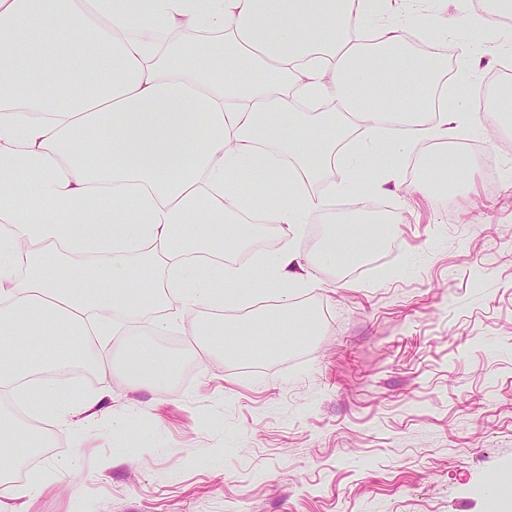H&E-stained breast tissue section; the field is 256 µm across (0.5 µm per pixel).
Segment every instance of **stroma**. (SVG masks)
Wrapping results in <instances>:
<instances>
[{"label":"stroma","mask_w":512,"mask_h":512,"mask_svg":"<svg viewBox=\"0 0 512 512\" xmlns=\"http://www.w3.org/2000/svg\"><path fill=\"white\" fill-rule=\"evenodd\" d=\"M490 11L489 0L436 4L439 24L468 16L461 37L438 38L456 63L448 102L467 105L452 145L486 153L451 204L401 165L371 198L389 236L289 295L290 314L315 312L319 330L268 326L276 355H217L207 307L199 336L178 323L154 336L145 313L106 337L112 417L87 430L43 419L52 445L20 471L46 485L24 512H493L488 489L512 473V151L473 117L512 29ZM472 41L486 50L475 70ZM359 201L337 195L325 223L300 225L298 251L314 253ZM130 343L187 375L160 393L132 388L120 368ZM60 459L71 469L51 470Z\"/></svg>","instance_id":"35a3bbf8"}]
</instances>
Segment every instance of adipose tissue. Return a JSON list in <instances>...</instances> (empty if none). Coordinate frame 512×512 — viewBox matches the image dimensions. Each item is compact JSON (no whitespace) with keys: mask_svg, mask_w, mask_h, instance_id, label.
Listing matches in <instances>:
<instances>
[{"mask_svg":"<svg viewBox=\"0 0 512 512\" xmlns=\"http://www.w3.org/2000/svg\"><path fill=\"white\" fill-rule=\"evenodd\" d=\"M432 4L0 0V395L88 426L108 415L111 366L96 359L99 388L75 397L61 367L93 357L107 319L138 316L148 299L155 335L177 319L194 336L199 307L287 304L303 281L290 236L326 210L314 184L331 172L332 191L355 185L349 130L395 160L457 135L438 72L408 48ZM198 51L206 67L191 65ZM258 183L272 195L260 208L246 190ZM253 218L276 226L280 246L225 261ZM379 239L340 224L317 258L340 269ZM49 325L62 345L35 343ZM173 369L137 345L122 361L129 385L152 391ZM47 445L42 428L0 426V447L16 451L0 469Z\"/></svg>","mask_w":512,"mask_h":512,"instance_id":"obj_1","label":"adipose tissue"}]
</instances>
